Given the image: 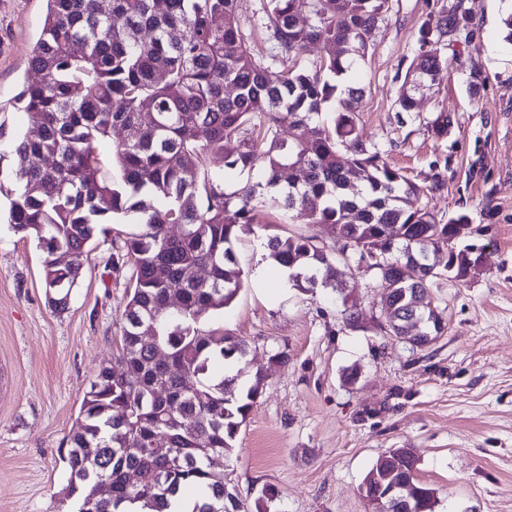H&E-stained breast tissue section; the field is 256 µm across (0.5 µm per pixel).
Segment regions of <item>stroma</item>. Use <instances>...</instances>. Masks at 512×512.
Segmentation results:
<instances>
[{
  "label": "stroma",
  "mask_w": 512,
  "mask_h": 512,
  "mask_svg": "<svg viewBox=\"0 0 512 512\" xmlns=\"http://www.w3.org/2000/svg\"><path fill=\"white\" fill-rule=\"evenodd\" d=\"M457 5L467 26L421 43L425 18ZM262 7L240 0L239 15L269 65L275 49ZM511 9L512 0H390L359 70L364 141L425 187L419 205L442 218L467 213L456 245L483 252L466 280L432 281L448 321L434 345L383 335L387 288L372 269L355 271V326L337 292L276 281L267 235L312 236L337 253L336 237L319 225L278 212L236 243L246 278L216 323L248 344L244 376L268 375L224 460L246 512L268 487L277 493L269 512H369L360 486L392 448L413 449L419 480L437 491L435 512H512V44L503 27ZM45 12V0H0V181L8 187L16 181L11 139L30 126L14 97ZM425 52L455 64L417 90L416 111L397 112L401 76ZM443 115L452 122L438 136ZM136 229L129 218L93 239L56 309L43 250L0 223V368L9 376L0 387V512H73L64 448L86 389L121 344L131 269L111 262ZM281 350L287 362L270 364Z\"/></svg>",
  "instance_id": "1"
}]
</instances>
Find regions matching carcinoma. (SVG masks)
<instances>
[{"label":"carcinoma","mask_w":512,"mask_h":512,"mask_svg":"<svg viewBox=\"0 0 512 512\" xmlns=\"http://www.w3.org/2000/svg\"><path fill=\"white\" fill-rule=\"evenodd\" d=\"M46 2L44 36L16 96L34 127L12 140L19 181L7 192L8 224L43 247L57 307L107 225L130 216L142 224L112 259L131 267L122 348L83 397L65 457L67 494L76 512H172L189 493L191 512H245L224 457L266 375L241 384L225 372L248 347L217 333L211 317L242 288L234 246L260 223L259 205L328 228L352 257L388 251L375 268L390 289L380 329L420 348L447 329L428 282L463 281L481 262L480 251L455 247L469 216L445 222L413 207L422 187L362 140L354 107L362 89L351 75L389 0H265L280 70L256 60L238 0ZM466 21L459 5L431 16L420 41L450 38ZM312 45L317 60L295 64ZM447 73L446 58L413 60L398 111H414L417 86ZM332 101L331 122L316 121ZM283 114L286 138L273 132ZM103 140L112 141L109 160L97 151ZM214 159L230 170L258 167L263 179L227 195L209 172ZM267 249L296 270L293 286L339 291L348 322L358 321L359 297L337 275L342 258L301 234L270 236ZM408 253L431 271L427 279H407L398 263ZM408 457L410 448L387 451L364 480L382 494L407 485L411 509L400 512H435L437 492L408 473Z\"/></svg>","instance_id":"1"}]
</instances>
